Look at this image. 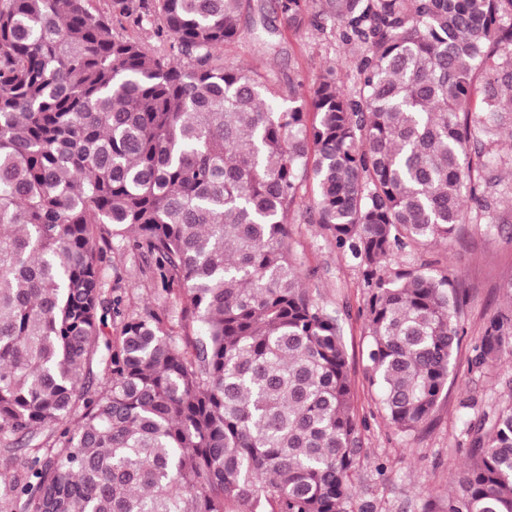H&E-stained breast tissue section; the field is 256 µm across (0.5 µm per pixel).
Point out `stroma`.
<instances>
[{"instance_id":"35a3bbf8","label":"stroma","mask_w":512,"mask_h":512,"mask_svg":"<svg viewBox=\"0 0 512 512\" xmlns=\"http://www.w3.org/2000/svg\"><path fill=\"white\" fill-rule=\"evenodd\" d=\"M251 15L242 11L239 36L224 48L230 66H255L269 71L280 83L310 89L329 68L353 60L355 48L343 45L309 28L294 34L279 31L273 48L254 42ZM303 204L288 215L290 247L297 260L304 287L313 298L336 312L344 331L354 405L362 430L363 452L353 477L352 512L371 504L373 512H427L431 501L458 493L468 461L462 451L467 422L482 412L506 405L512 399L507 382L512 379V345L484 367L473 365V348L490 322L512 309V209L502 212L503 231L484 224L460 225L448 243H437L404 262L419 266L437 263L448 270L463 300L460 319L464 338L455 356L448 388L430 419L411 432L387 421L370 386L365 361L367 337L362 312L370 296L362 270L350 256L336 250L319 225L307 223L304 205L314 196V185L305 182ZM113 270L132 309L179 311L177 297L158 300L142 277L131 255L113 251Z\"/></svg>"}]
</instances>
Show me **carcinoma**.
<instances>
[{"label": "carcinoma", "instance_id": "cac0c4a2", "mask_svg": "<svg viewBox=\"0 0 512 512\" xmlns=\"http://www.w3.org/2000/svg\"><path fill=\"white\" fill-rule=\"evenodd\" d=\"M89 2L0 0V489L24 512H348L346 345L288 213L312 178L308 221L371 288L369 382L417 429L463 329L448 271L394 257L497 224L512 0H260L266 46L281 24L359 49L307 93L224 65L242 0ZM114 240L177 317L108 287ZM511 339L502 314L474 363ZM466 436L461 493L428 512H512V402Z\"/></svg>", "mask_w": 512, "mask_h": 512}]
</instances>
